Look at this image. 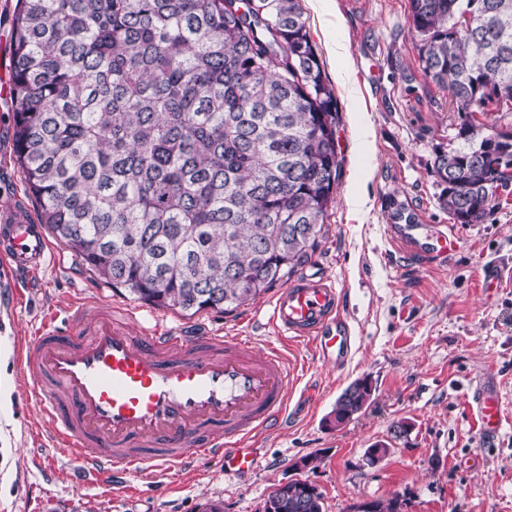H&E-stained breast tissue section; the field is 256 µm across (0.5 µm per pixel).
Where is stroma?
Returning a JSON list of instances; mask_svg holds the SVG:
<instances>
[{
    "label": "stroma",
    "mask_w": 512,
    "mask_h": 512,
    "mask_svg": "<svg viewBox=\"0 0 512 512\" xmlns=\"http://www.w3.org/2000/svg\"><path fill=\"white\" fill-rule=\"evenodd\" d=\"M327 79L336 92L343 169L319 245L305 270L329 275L343 293L339 313L355 337L340 367L308 347L283 341L268 323L265 292L232 311L187 315L131 298L82 268L52 241L51 257L16 303L0 302V512H263L295 463L319 456L303 479L322 491L324 512H349L360 499L399 497L401 512H512V193L500 195L478 224L454 223L439 204L433 173L438 151L456 144L460 122L446 88L425 80L409 0H330L340 25L323 27L310 0H299ZM337 39L344 56L328 55ZM370 124L368 146L356 125ZM13 107L0 96V209L28 202L13 159ZM392 224L413 225L426 237H457L458 254L445 265L406 259L389 235ZM496 266L499 282L488 285ZM112 299L141 323L187 335L252 337L256 347H282L301 373L288 396V419L257 439L259 463L238 478L215 463L181 472L145 470L121 484L102 481L77 490L74 456L48 452L51 432L28 398L16 352L46 317L71 302ZM490 375L502 396L503 424L486 443L466 387ZM369 378L370 405L336 425V399L352 381ZM407 424L397 436L393 427ZM384 445L376 464L367 448Z\"/></svg>",
    "instance_id": "obj_1"
}]
</instances>
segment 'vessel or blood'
Masks as SVG:
<instances>
[{
	"instance_id": "b4317fda",
	"label": "vessel or blood",
	"mask_w": 512,
	"mask_h": 512,
	"mask_svg": "<svg viewBox=\"0 0 512 512\" xmlns=\"http://www.w3.org/2000/svg\"><path fill=\"white\" fill-rule=\"evenodd\" d=\"M456 249V239L442 234L412 256L431 265ZM49 253L45 228L27 209L0 212V268L29 277ZM342 304L332 279L302 273L276 291L269 322L280 338L338 366L354 347ZM16 360L52 426L53 447L78 457L81 472L113 481L199 462L221 464L228 475L249 472L257 463L253 439L284 421L300 378L278 346L146 326L108 300L68 304L61 321L26 337ZM473 402L481 438L494 440L502 415L492 379L474 383Z\"/></svg>"
}]
</instances>
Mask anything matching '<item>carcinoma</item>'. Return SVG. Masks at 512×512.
<instances>
[{
    "mask_svg": "<svg viewBox=\"0 0 512 512\" xmlns=\"http://www.w3.org/2000/svg\"><path fill=\"white\" fill-rule=\"evenodd\" d=\"M425 77L462 118L436 156L458 224L493 208L478 141L512 95V0H410ZM14 157L37 220L106 283L159 309L237 308L314 252L342 172L336 96L298 0H16ZM372 396L353 382L340 426ZM264 512H323L276 486Z\"/></svg>",
    "mask_w": 512,
    "mask_h": 512,
    "instance_id": "cac0c4a2",
    "label": "carcinoma"
}]
</instances>
